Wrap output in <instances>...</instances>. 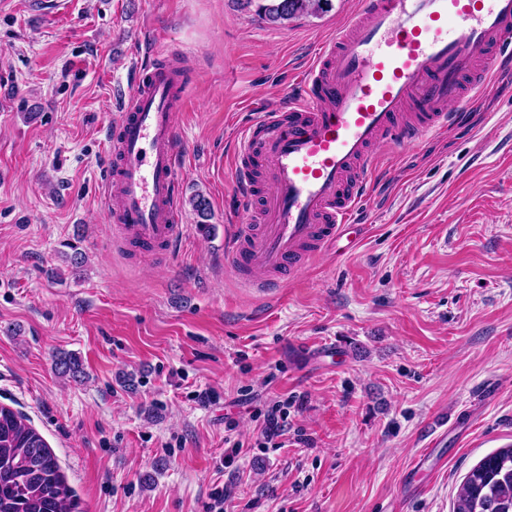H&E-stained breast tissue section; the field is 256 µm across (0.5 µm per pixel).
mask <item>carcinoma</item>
<instances>
[{
  "label": "carcinoma",
  "instance_id": "cac0c4a2",
  "mask_svg": "<svg viewBox=\"0 0 512 512\" xmlns=\"http://www.w3.org/2000/svg\"><path fill=\"white\" fill-rule=\"evenodd\" d=\"M331 0H241L273 24L298 17H318ZM203 224L210 205L200 194L189 199ZM55 368L77 379L83 369L77 358L59 354ZM78 508L54 453L29 419L9 406H0V512H73ZM454 512H512V445L483 457L458 486Z\"/></svg>",
  "mask_w": 512,
  "mask_h": 512
}]
</instances>
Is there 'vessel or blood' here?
I'll list each match as a JSON object with an SVG mask.
<instances>
[{
    "label": "vessel or blood",
    "mask_w": 512,
    "mask_h": 512,
    "mask_svg": "<svg viewBox=\"0 0 512 512\" xmlns=\"http://www.w3.org/2000/svg\"><path fill=\"white\" fill-rule=\"evenodd\" d=\"M512 68V0H362L285 98L255 113L233 150L238 210L225 262L270 289L335 251L376 176L377 151L446 131ZM185 75L154 65L109 126L105 193L122 243L174 255L183 236L176 170Z\"/></svg>",
    "instance_id": "1"
}]
</instances>
